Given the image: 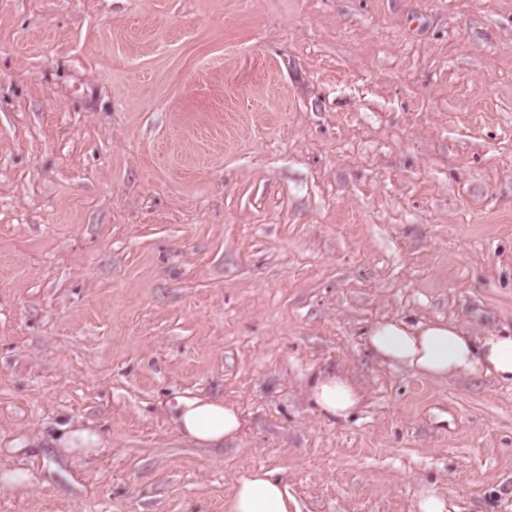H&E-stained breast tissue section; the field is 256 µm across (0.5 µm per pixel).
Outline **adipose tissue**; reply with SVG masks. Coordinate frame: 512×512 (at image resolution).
<instances>
[{"label":"adipose tissue","mask_w":512,"mask_h":512,"mask_svg":"<svg viewBox=\"0 0 512 512\" xmlns=\"http://www.w3.org/2000/svg\"><path fill=\"white\" fill-rule=\"evenodd\" d=\"M366 341L380 359L436 383L480 376L512 383V334L479 335L444 319L414 325L399 320L372 324ZM308 393L320 413L335 419L350 417L363 398L357 384L336 373L315 376ZM168 418L186 442L200 448L221 447L241 427L236 407L198 396L177 398ZM224 512H298V505L278 472L250 469L225 497Z\"/></svg>","instance_id":"ef3b65f1"}]
</instances>
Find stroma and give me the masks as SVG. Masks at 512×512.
Here are the masks:
<instances>
[{"instance_id": "35a3bbf8", "label": "stroma", "mask_w": 512, "mask_h": 512, "mask_svg": "<svg viewBox=\"0 0 512 512\" xmlns=\"http://www.w3.org/2000/svg\"><path fill=\"white\" fill-rule=\"evenodd\" d=\"M436 318L512 331V0H0V512H512V384L366 345ZM308 393L320 413L335 419L350 417L363 398L357 384L336 373H318L310 382ZM168 418L180 436L198 448H220L241 427L236 407L198 396L177 398ZM51 444L52 448H60L65 453H74L100 448L103 442L96 431L78 425L65 424L60 427ZM225 512H298L277 471L249 469L241 473L224 498Z\"/></svg>"}]
</instances>
